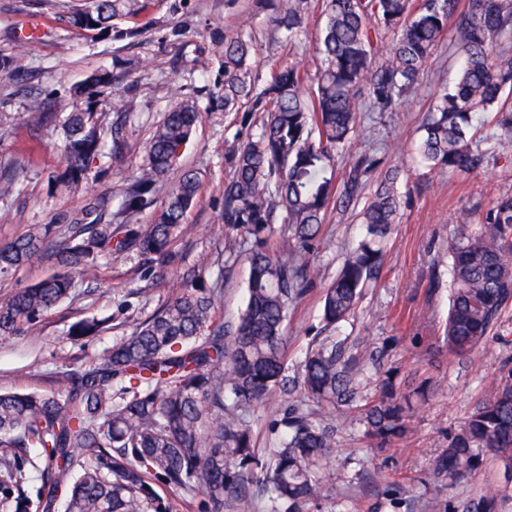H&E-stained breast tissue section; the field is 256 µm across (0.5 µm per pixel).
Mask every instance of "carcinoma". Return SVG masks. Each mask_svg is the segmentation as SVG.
Segmentation results:
<instances>
[{
  "mask_svg": "<svg viewBox=\"0 0 512 512\" xmlns=\"http://www.w3.org/2000/svg\"><path fill=\"white\" fill-rule=\"evenodd\" d=\"M271 31L295 36L305 27L307 0H258ZM323 0L324 25L314 76L298 63L260 86L252 77L253 40L246 25L213 39L222 80L207 105L190 99L155 125L147 156L127 179L116 206L89 200L69 224L34 225L0 247V274L53 261L51 277L0 300V337L28 335L52 309L77 296L99 259L133 249L146 275L163 279L185 262L177 242L199 202V172L180 164L205 112L240 114L249 133L224 154V228L231 236L176 279L167 300L112 348L49 375L47 393L0 390V512H311L342 495L326 473L336 462L334 421L353 418L364 437L383 447L412 432V417L433 387L424 378L401 390L385 366L396 340L315 336L294 373L284 326L291 303L311 287L315 246L328 212L359 208L365 235L346 253L323 293L325 329L358 308L363 290L384 267L400 198L397 167L378 152L347 157L367 112L397 113L422 87L423 69L453 24L461 66L454 86L438 94L421 127L417 154L431 170L470 173L486 161L482 140L512 134V0ZM148 0H85L73 25L114 41L135 38L127 20ZM0 70L23 71V52L0 56ZM313 80L312 95L303 92ZM115 80L90 76L74 88L68 112L29 98L34 125L58 126L64 168L53 181L76 186L93 165L121 161L129 148L133 98L111 103L115 118L95 111L93 89ZM497 115V131L476 138L475 121ZM23 173L0 169V197L21 192ZM162 202H157L158 196ZM154 208L149 224L131 217ZM249 264L246 303L231 323L217 316L224 280L239 260ZM218 270L210 280L204 272ZM448 315L438 339L467 356L482 345L512 306V196L498 198L479 223L462 210L448 249ZM112 329L110 319H81L75 341ZM285 397L269 424L276 445L257 446L247 420L272 394ZM38 449L37 456L31 449ZM494 457L512 472V357L497 384L464 425L448 431L447 448L421 479L453 485ZM51 491L34 501L33 469ZM167 488L170 493H160ZM502 491L448 504V512H500Z\"/></svg>",
  "mask_w": 512,
  "mask_h": 512,
  "instance_id": "carcinoma-1",
  "label": "carcinoma"
}]
</instances>
